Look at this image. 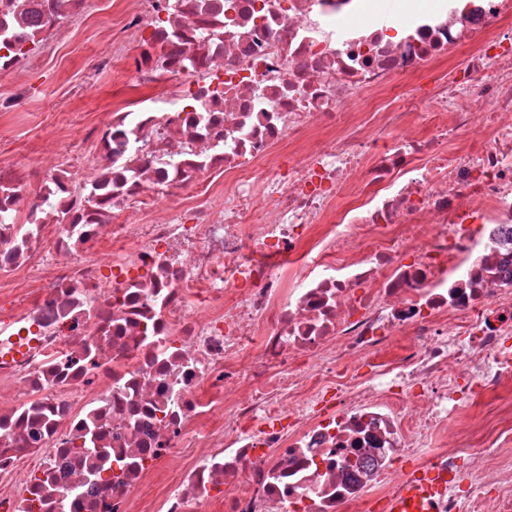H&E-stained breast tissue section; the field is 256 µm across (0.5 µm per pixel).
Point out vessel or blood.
<instances>
[{
  "label": "vessel or blood",
  "instance_id": "obj_1",
  "mask_svg": "<svg viewBox=\"0 0 512 512\" xmlns=\"http://www.w3.org/2000/svg\"><path fill=\"white\" fill-rule=\"evenodd\" d=\"M398 490L378 504L380 512H437L448 479L428 467H417L397 478Z\"/></svg>",
  "mask_w": 512,
  "mask_h": 512
}]
</instances>
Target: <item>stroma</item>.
Masks as SVG:
<instances>
[{
    "instance_id": "stroma-1",
    "label": "stroma",
    "mask_w": 512,
    "mask_h": 512,
    "mask_svg": "<svg viewBox=\"0 0 512 512\" xmlns=\"http://www.w3.org/2000/svg\"><path fill=\"white\" fill-rule=\"evenodd\" d=\"M120 21L116 0H92L69 34L36 50V63L23 79L32 89L18 112H0V161L39 162V148L52 133L78 139L82 125L112 105V72L91 73L92 59L112 50Z\"/></svg>"
}]
</instances>
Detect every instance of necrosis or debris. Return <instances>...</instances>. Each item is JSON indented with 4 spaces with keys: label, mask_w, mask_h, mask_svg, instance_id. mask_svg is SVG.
<instances>
[{
    "label": "necrosis or debris",
    "mask_w": 512,
    "mask_h": 512,
    "mask_svg": "<svg viewBox=\"0 0 512 512\" xmlns=\"http://www.w3.org/2000/svg\"><path fill=\"white\" fill-rule=\"evenodd\" d=\"M120 0L91 159L0 162V512H512V0ZM90 0H0V83ZM512 408V384L499 387L474 398L469 407V416L473 422L490 417L498 408ZM182 464V460H177L160 467L153 485L148 488L149 495L147 501L151 502V505L145 509L141 508L139 512H159L157 510V505L159 501L160 488L176 477ZM455 475L447 476L428 467H416L397 477L398 490L381 500L382 512H437L439 498Z\"/></svg>",
    "instance_id": "necrosis-or-debris-1"
}]
</instances>
